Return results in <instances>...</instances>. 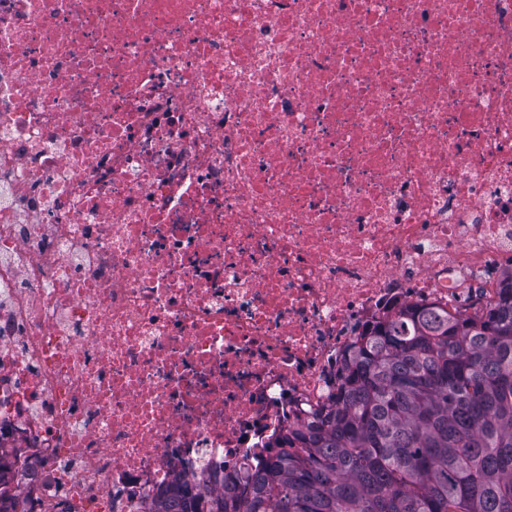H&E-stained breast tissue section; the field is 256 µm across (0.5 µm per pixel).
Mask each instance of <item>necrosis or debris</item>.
<instances>
[{
  "label": "necrosis or debris",
  "instance_id": "obj_1",
  "mask_svg": "<svg viewBox=\"0 0 512 512\" xmlns=\"http://www.w3.org/2000/svg\"><path fill=\"white\" fill-rule=\"evenodd\" d=\"M511 267L512 0H0L17 512L234 483Z\"/></svg>",
  "mask_w": 512,
  "mask_h": 512
}]
</instances>
